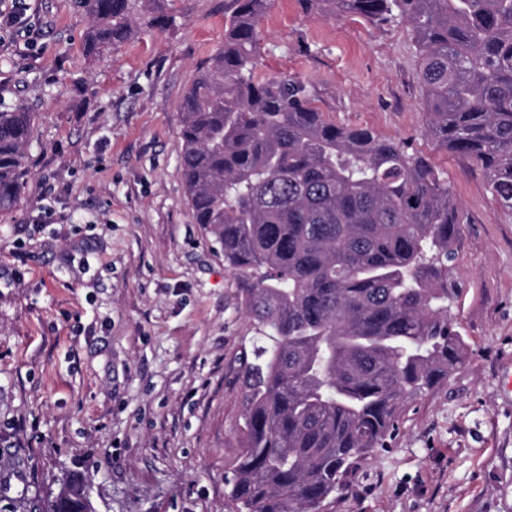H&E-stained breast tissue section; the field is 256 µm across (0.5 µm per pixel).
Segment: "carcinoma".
<instances>
[{"label": "carcinoma", "mask_w": 512, "mask_h": 512, "mask_svg": "<svg viewBox=\"0 0 512 512\" xmlns=\"http://www.w3.org/2000/svg\"><path fill=\"white\" fill-rule=\"evenodd\" d=\"M84 2L87 53L128 40L138 0ZM271 2L224 0V43L180 106L179 173L258 329L228 512H327L463 359L448 270L464 219L428 156L332 121L299 79L258 74ZM301 2L405 24L429 135L512 210V0ZM33 129V113L0 110V210L20 199ZM64 488L55 512H87L84 487Z\"/></svg>", "instance_id": "carcinoma-1"}]
</instances>
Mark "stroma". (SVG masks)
Wrapping results in <instances>:
<instances>
[{
    "label": "stroma",
    "mask_w": 512,
    "mask_h": 512,
    "mask_svg": "<svg viewBox=\"0 0 512 512\" xmlns=\"http://www.w3.org/2000/svg\"><path fill=\"white\" fill-rule=\"evenodd\" d=\"M159 10L168 25L148 26ZM32 12L33 46L0 39V101L35 114L0 211V512L48 507L67 480L92 512H227L255 326L178 174L180 104L224 41V0H140L129 40L94 56L82 0ZM258 29L261 76L428 155L466 219L449 272L464 360L331 512H512V211L428 136L404 24L274 0Z\"/></svg>",
    "instance_id": "obj_1"
}]
</instances>
